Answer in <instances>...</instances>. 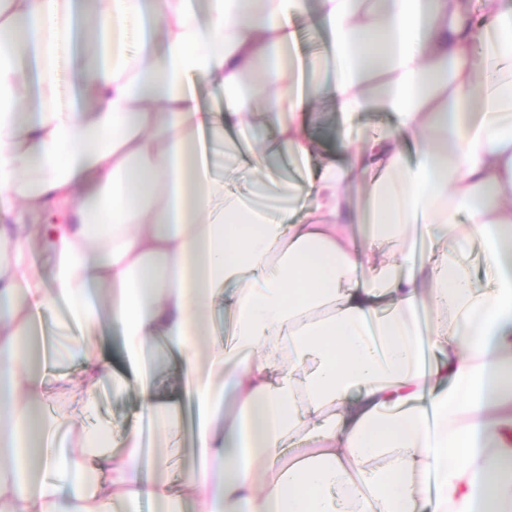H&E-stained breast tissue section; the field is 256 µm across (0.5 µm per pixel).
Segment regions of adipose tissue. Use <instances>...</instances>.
<instances>
[{"instance_id":"obj_1","label":"adipose tissue","mask_w":512,"mask_h":512,"mask_svg":"<svg viewBox=\"0 0 512 512\" xmlns=\"http://www.w3.org/2000/svg\"><path fill=\"white\" fill-rule=\"evenodd\" d=\"M93 5L102 50L74 74L75 108L61 74L77 0H0V208L13 218L0 224V512H134L144 498L174 512L169 458L144 466L142 422L169 439L180 418L150 393L121 450H93L95 428L80 450L45 447L36 317L69 303L90 329L111 321L131 368L153 346L180 357L208 412L186 480L198 512H512V0ZM311 7L334 73L317 63L302 82L291 18ZM195 81L223 88L222 118ZM323 94L345 120L375 110L397 125L273 209L209 177L197 136L219 120L263 124L310 157L305 116ZM357 172L370 177L364 244ZM417 223L432 248L414 270ZM473 243L495 272L485 287L455 259ZM218 305L233 343L203 357ZM69 344L82 380L64 404L89 413L108 363L91 334Z\"/></svg>"}]
</instances>
